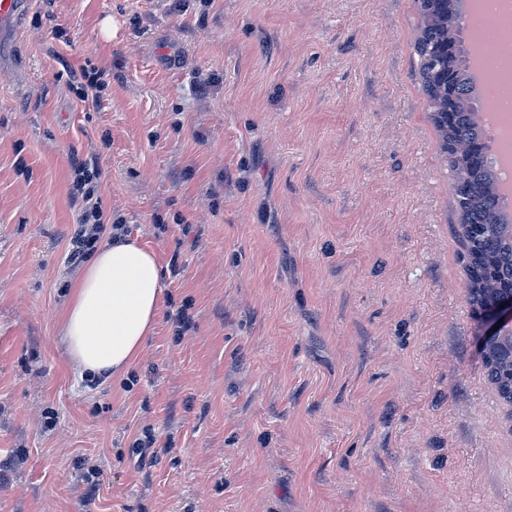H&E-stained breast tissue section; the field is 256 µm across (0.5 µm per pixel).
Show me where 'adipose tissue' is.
Instances as JSON below:
<instances>
[{"label":"adipose tissue","mask_w":512,"mask_h":512,"mask_svg":"<svg viewBox=\"0 0 512 512\" xmlns=\"http://www.w3.org/2000/svg\"><path fill=\"white\" fill-rule=\"evenodd\" d=\"M163 293L153 251L129 236L107 241L74 280L58 324L69 358L94 375L125 374L155 331Z\"/></svg>","instance_id":"ef3b65f1"}]
</instances>
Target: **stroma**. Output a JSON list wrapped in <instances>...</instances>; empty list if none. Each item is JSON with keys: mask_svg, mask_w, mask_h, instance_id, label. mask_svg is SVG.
Here are the masks:
<instances>
[{"mask_svg": "<svg viewBox=\"0 0 512 512\" xmlns=\"http://www.w3.org/2000/svg\"><path fill=\"white\" fill-rule=\"evenodd\" d=\"M419 30L415 0H31L0 48V512H512ZM75 154L164 276L113 380L56 336ZM80 70L83 82L79 85L72 86V92L81 102H86L90 99L97 101L100 93H102L107 86L103 79L105 70L98 66H92L89 62H87L85 66H81Z\"/></svg>", "mask_w": 512, "mask_h": 512, "instance_id": "obj_1", "label": "stroma"}]
</instances>
